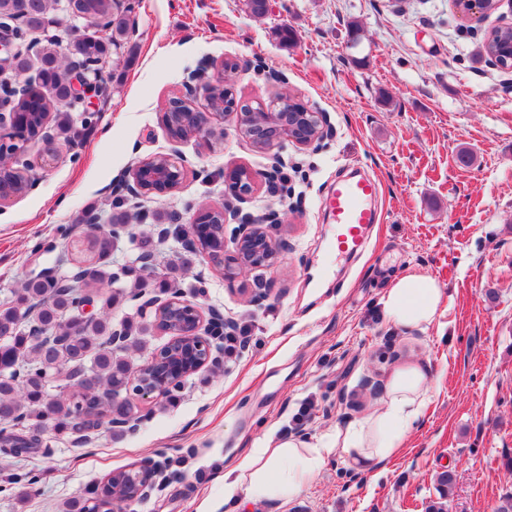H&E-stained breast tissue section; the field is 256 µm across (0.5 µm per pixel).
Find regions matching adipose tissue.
I'll return each instance as SVG.
<instances>
[{"instance_id": "obj_1", "label": "adipose tissue", "mask_w": 512, "mask_h": 512, "mask_svg": "<svg viewBox=\"0 0 512 512\" xmlns=\"http://www.w3.org/2000/svg\"><path fill=\"white\" fill-rule=\"evenodd\" d=\"M381 310L388 322L402 328L425 329L441 310V287L431 276L412 272L396 278L382 295ZM432 385L419 364L397 367L387 382L380 410L337 431L333 439L313 448L287 439L255 449L224 472V497L255 502L268 496L294 498L315 478L324 459L341 452L352 463L372 467L400 448L431 397Z\"/></svg>"}]
</instances>
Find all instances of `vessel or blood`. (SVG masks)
<instances>
[{
    "label": "vessel or blood",
    "instance_id": "obj_1",
    "mask_svg": "<svg viewBox=\"0 0 512 512\" xmlns=\"http://www.w3.org/2000/svg\"><path fill=\"white\" fill-rule=\"evenodd\" d=\"M378 182L370 177L337 182L326 200L331 223L336 226L334 243L344 255L359 253L378 216L373 206Z\"/></svg>",
    "mask_w": 512,
    "mask_h": 512
}]
</instances>
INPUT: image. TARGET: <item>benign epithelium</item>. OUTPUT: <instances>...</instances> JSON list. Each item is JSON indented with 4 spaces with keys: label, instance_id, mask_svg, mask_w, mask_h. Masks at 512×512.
Returning a JSON list of instances; mask_svg holds the SVG:
<instances>
[{
    "label": "benign epithelium",
    "instance_id": "1",
    "mask_svg": "<svg viewBox=\"0 0 512 512\" xmlns=\"http://www.w3.org/2000/svg\"><path fill=\"white\" fill-rule=\"evenodd\" d=\"M457 12L469 22H481L496 8L493 0H453ZM84 25L78 33L84 38H99L103 31L97 20L87 14H78ZM19 54V46L11 28L0 26V64L10 63ZM216 68V75L208 76L210 68ZM108 69L103 61L82 64L75 62L62 75L69 88V100L81 108V116L96 111L98 104H104L111 95V88L104 77ZM228 73L225 63L203 60L184 80L185 93L168 102L160 120L170 139L175 143L192 137H205L214 134L217 121H230L235 131L247 139L253 147L265 152L272 159L269 170L262 174L268 189L280 195H291L288 183L280 181L281 169L287 165L283 156L287 145L307 149L322 141L328 134L330 122L327 115L312 110L300 103L293 94L281 95L269 104L257 107H240L233 91L226 85L224 75ZM40 82L39 70L30 68L21 80L15 79L8 69L0 68V86L8 83L27 89ZM204 91L205 104L197 105L198 91ZM51 113L44 114L39 127L31 129L21 124L14 110L13 100L5 99L0 93V155H8V161L0 164V211L12 204L20 193L4 187L3 175L11 173L27 184L26 191L37 187L38 178L33 171L49 168L57 163L61 145L52 130L48 129ZM32 140L42 142L35 159L23 155V146ZM162 163L153 165L155 157L139 160L127 172L118 175L108 188L109 195L127 201L149 199L166 195L182 187L191 170L188 160L177 153L161 154ZM256 174L243 167L224 170V181L241 200L251 195ZM227 223L226 212L222 207L201 205L193 213L189 224L180 225V248L200 255L208 263L224 270V280L233 281L242 270L256 271L270 268L277 262L281 243L273 240L267 228L282 223L279 212L271 211L260 218L250 217L236 227L234 249L228 253L221 249L214 251L204 246V233L209 224ZM178 304L193 314L189 336L202 340L206 346L203 357L187 368V373H196L204 368L219 369L223 356L217 350V342L232 323L224 317V312L215 306H203L183 296L167 300H150L149 307L159 315L165 307ZM150 477L136 488V498L151 497L166 480L164 470L157 465L148 466Z\"/></svg>",
    "mask_w": 512,
    "mask_h": 512
}]
</instances>
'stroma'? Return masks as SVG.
Wrapping results in <instances>:
<instances>
[{
	"label": "stroma",
	"instance_id": "1",
	"mask_svg": "<svg viewBox=\"0 0 512 512\" xmlns=\"http://www.w3.org/2000/svg\"><path fill=\"white\" fill-rule=\"evenodd\" d=\"M510 22L512 0L471 29L449 0H271L262 17L244 0H141L107 76L112 95L77 152L0 211V304L23 279L55 267L66 244L60 229L78 212L111 211L113 178L175 149L195 172L179 192L148 200L149 212L184 214L201 203L242 217L277 210L285 218L272 234L284 247L273 268L238 285L199 259L175 268L177 244L159 245L156 279L202 275V304L241 328L243 345L223 372L188 377L175 400L135 401L137 432L116 440L102 429L79 444L51 431L52 457H5L0 512H63L110 472L153 463L166 464L168 482L128 512H228L225 465L272 439L320 445L380 405L364 378L386 383L408 363L423 365L439 393L395 457L361 468L328 456L299 496L247 512H426L448 469L457 478L449 512H492L512 495V71L476 57L484 30ZM284 27L294 44H282ZM205 56L239 61L230 76L239 104L290 92L328 116L320 148L284 153L290 197L263 184L247 200L234 196L225 168L260 173L271 160L232 127L211 140H170L160 114L182 93L185 66ZM464 152L470 164L460 163ZM352 172L379 182V221L360 255L338 257L324 202ZM407 271L441 287L443 310L424 330L395 328L380 313L385 289ZM19 478L36 481L23 503Z\"/></svg>",
	"mask_w": 512,
	"mask_h": 512
}]
</instances>
